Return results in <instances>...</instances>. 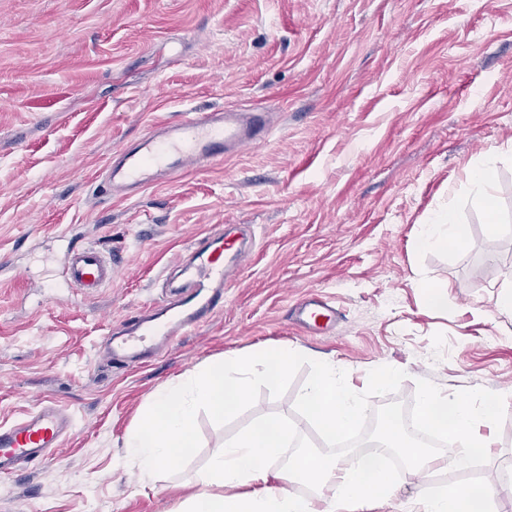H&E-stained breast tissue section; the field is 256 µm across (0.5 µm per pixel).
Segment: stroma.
<instances>
[{"label": "stroma", "mask_w": 512, "mask_h": 512, "mask_svg": "<svg viewBox=\"0 0 512 512\" xmlns=\"http://www.w3.org/2000/svg\"><path fill=\"white\" fill-rule=\"evenodd\" d=\"M259 107L265 144L122 197L109 161L184 112ZM496 158L489 236L468 189ZM450 206L458 250H425L422 224ZM233 224L255 246L224 308L140 367L108 366L104 336L169 298L172 262L201 232ZM117 261L110 285L64 287L68 245ZM512 274V0H0V425L48 399L74 432L43 464L0 475V512H175L216 444L296 414L308 368L280 398L261 392L227 425L198 413L184 470L137 478L124 438L157 388L223 355L296 346L335 361L356 390L380 364L448 394L512 385V318L494 299ZM445 289L431 311L425 283ZM316 290L336 324L292 316ZM475 467L402 472L374 512H410L420 489L512 472V402Z\"/></svg>", "instance_id": "1"}]
</instances>
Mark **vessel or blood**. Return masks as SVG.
<instances>
[{"instance_id":"b4317fda","label":"vessel or blood","mask_w":512,"mask_h":512,"mask_svg":"<svg viewBox=\"0 0 512 512\" xmlns=\"http://www.w3.org/2000/svg\"><path fill=\"white\" fill-rule=\"evenodd\" d=\"M269 134L265 113L254 109L187 112L176 122L147 134L126 149L120 164L111 166L113 183L147 188L169 182L196 169L264 143ZM248 257L239 238L204 232L194 238L190 257L180 266L183 276L172 300L128 318L122 334L107 336V359L126 368L143 364L154 341H171L210 319L224 306V290L239 279ZM65 278L94 292L110 284L115 269L95 249H74L64 260ZM296 307L304 327L322 332L336 320V310L320 293L309 292ZM73 429L69 413L51 402L10 425L0 426V475L47 460L63 447Z\"/></svg>"}]
</instances>
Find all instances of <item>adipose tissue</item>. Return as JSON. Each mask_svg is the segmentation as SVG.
I'll return each instance as SVG.
<instances>
[{
  "label": "adipose tissue",
  "mask_w": 512,
  "mask_h": 512,
  "mask_svg": "<svg viewBox=\"0 0 512 512\" xmlns=\"http://www.w3.org/2000/svg\"><path fill=\"white\" fill-rule=\"evenodd\" d=\"M465 242L466 229L458 224L451 208L435 214L418 237L424 249L461 247ZM511 401V391L451 397L426 387L419 393L420 425L451 436V452L464 464L488 452L491 443L479 429L492 425L501 406ZM295 433L287 420L269 416L224 440L202 476L203 490L185 498L178 512H337L348 503L355 505L357 512H370L374 502L391 493L393 480L385 468L364 461L343 467L324 455L289 453ZM400 434L395 423L384 422L381 438L385 446L400 447L415 472L430 477L446 468L447 457L401 440ZM283 459L288 462L284 470L278 466ZM293 476L315 486L316 495L291 493L286 482ZM480 501L477 486L462 495L422 492L417 498L422 512H484Z\"/></svg>",
  "instance_id": "1"
}]
</instances>
